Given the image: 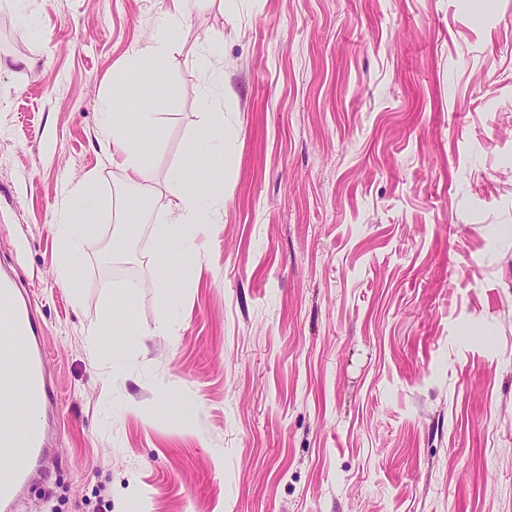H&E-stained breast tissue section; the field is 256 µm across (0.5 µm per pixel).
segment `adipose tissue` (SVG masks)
<instances>
[{"mask_svg": "<svg viewBox=\"0 0 512 512\" xmlns=\"http://www.w3.org/2000/svg\"><path fill=\"white\" fill-rule=\"evenodd\" d=\"M191 0H166V8L150 39L135 46L131 61L145 60L150 64L152 75H159L166 58L173 53L174 44L168 32L190 13ZM159 134L155 113L141 112L137 115L135 131H128L123 119L106 122L100 135L104 144L112 148V162L124 173L127 185L153 192V173L145 160V146ZM195 164L180 169L169 187L178 204L170 217V230L160 236L154 245L157 267L162 279H170L174 273L168 262L170 253L189 254L190 238L202 220L216 222L224 205L223 173L213 169L208 183H201L196 165L202 162V155H195ZM94 176H87L76 183L66 184L57 210V233L65 269H73L79 262L86 224L92 223L96 214V200L93 194Z\"/></svg>", "mask_w": 512, "mask_h": 512, "instance_id": "adipose-tissue-1", "label": "adipose tissue"}]
</instances>
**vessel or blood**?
Returning a JSON list of instances; mask_svg holds the SVG:
<instances>
[{"label": "vessel or blood", "instance_id": "obj_1", "mask_svg": "<svg viewBox=\"0 0 512 512\" xmlns=\"http://www.w3.org/2000/svg\"><path fill=\"white\" fill-rule=\"evenodd\" d=\"M44 349L33 310L9 278L0 277V448L20 449L0 472V512H10L48 450L42 415L56 403L44 375Z\"/></svg>", "mask_w": 512, "mask_h": 512}]
</instances>
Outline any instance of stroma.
<instances>
[{
    "mask_svg": "<svg viewBox=\"0 0 512 512\" xmlns=\"http://www.w3.org/2000/svg\"><path fill=\"white\" fill-rule=\"evenodd\" d=\"M163 9L0 0V272L60 400L12 512H512V0H211L159 87L116 92ZM214 99L223 220L166 285L153 241ZM107 101L160 122L131 228ZM89 173L69 286L52 226ZM143 208L140 204H133L127 202L125 199L118 200L114 223H142L147 218V212L143 213Z\"/></svg>",
    "mask_w": 512,
    "mask_h": 512,
    "instance_id": "1",
    "label": "stroma"
}]
</instances>
